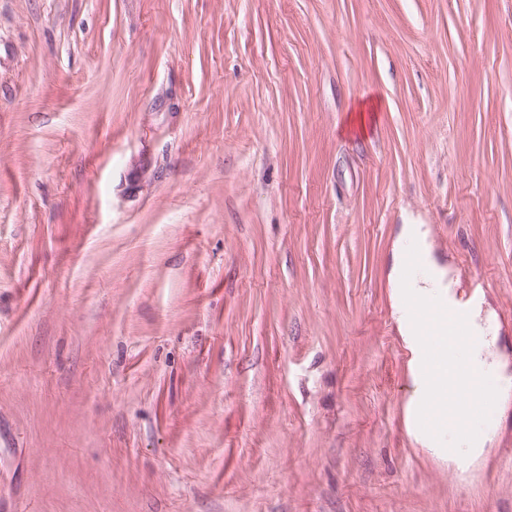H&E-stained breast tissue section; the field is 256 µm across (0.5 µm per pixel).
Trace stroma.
Masks as SVG:
<instances>
[{
  "label": "stroma",
  "instance_id": "1",
  "mask_svg": "<svg viewBox=\"0 0 512 512\" xmlns=\"http://www.w3.org/2000/svg\"><path fill=\"white\" fill-rule=\"evenodd\" d=\"M428 225L512 375V0H0V512H512L416 442Z\"/></svg>",
  "mask_w": 512,
  "mask_h": 512
}]
</instances>
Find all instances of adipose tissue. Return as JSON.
I'll return each mask as SVG.
<instances>
[{"label":"adipose tissue","instance_id":"ef3b65f1","mask_svg":"<svg viewBox=\"0 0 512 512\" xmlns=\"http://www.w3.org/2000/svg\"><path fill=\"white\" fill-rule=\"evenodd\" d=\"M412 248L421 256L423 271L420 275L409 278L404 273V262ZM390 280L396 319L400 333L412 352L413 370H420L425 359V347L407 312L409 296L417 294L452 306H463L468 315V331L471 336L467 362L483 380L487 381L496 376V369L487 361L491 328L481 318L482 303L474 297L463 302L458 300L448 280L447 269L437 261L433 253L429 231L425 225H402L393 253Z\"/></svg>","mask_w":512,"mask_h":512}]
</instances>
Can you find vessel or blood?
<instances>
[{"label": "vessel or blood", "mask_w": 512, "mask_h": 512, "mask_svg": "<svg viewBox=\"0 0 512 512\" xmlns=\"http://www.w3.org/2000/svg\"><path fill=\"white\" fill-rule=\"evenodd\" d=\"M407 309L410 320L420 329L428 353L421 376L427 382L446 372L455 377L462 392L456 399L453 419L459 435L468 436V422L492 410L493 390L486 385L480 393L470 394L469 388L476 382L474 372L456 356V339L468 334L466 312L420 296L410 297Z\"/></svg>", "instance_id": "b4317fda"}]
</instances>
